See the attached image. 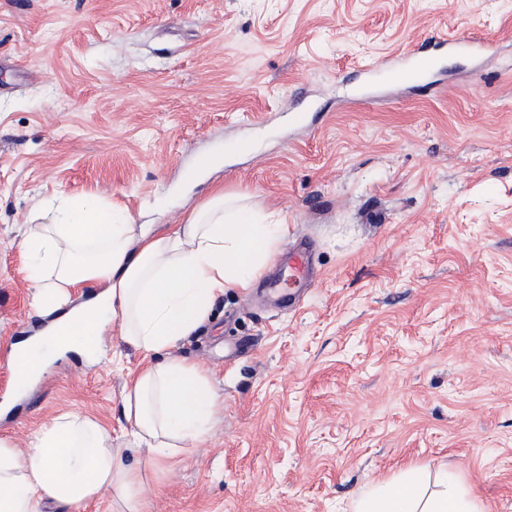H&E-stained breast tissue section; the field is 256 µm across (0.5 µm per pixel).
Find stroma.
I'll return each instance as SVG.
<instances>
[{
	"mask_svg": "<svg viewBox=\"0 0 512 512\" xmlns=\"http://www.w3.org/2000/svg\"><path fill=\"white\" fill-rule=\"evenodd\" d=\"M445 35L497 48L390 79ZM215 185L284 215L316 277L280 278L281 310L267 265L182 342L224 416L148 468L152 512H352L413 467L512 512V0H0V436L70 410L121 436L141 363L59 359L16 393L35 204L176 224Z\"/></svg>",
	"mask_w": 512,
	"mask_h": 512,
	"instance_id": "obj_1",
	"label": "stroma"
}]
</instances>
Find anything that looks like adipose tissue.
<instances>
[{
	"label": "adipose tissue",
	"mask_w": 512,
	"mask_h": 512,
	"mask_svg": "<svg viewBox=\"0 0 512 512\" xmlns=\"http://www.w3.org/2000/svg\"><path fill=\"white\" fill-rule=\"evenodd\" d=\"M20 242L30 306L45 327L12 353L17 386H28L54 356L96 361L104 336L144 357L123 395L127 431L115 439L78 411L50 419L20 449L0 437V512H85L110 492L119 512H149L144 466L172 463L207 440L223 400L208 370L176 355L179 343L231 289L247 290L288 237L285 217L259 214L215 188L183 223L137 224L83 196L41 203ZM163 362H153L157 353ZM422 499L416 478L362 493L354 512H483L452 474Z\"/></svg>",
	"instance_id": "obj_1"
}]
</instances>
